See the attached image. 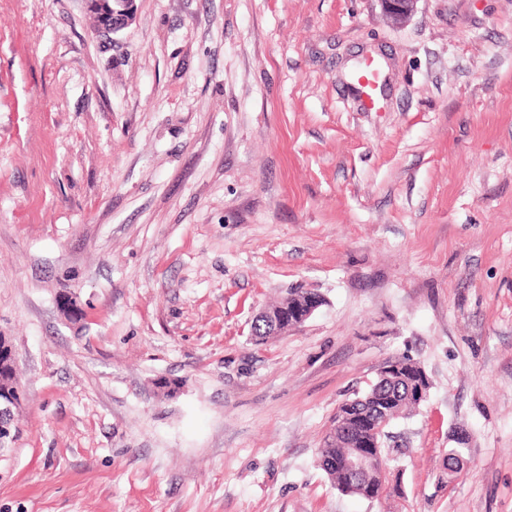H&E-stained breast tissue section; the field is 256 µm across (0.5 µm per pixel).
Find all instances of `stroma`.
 I'll return each mask as SVG.
<instances>
[{"label": "stroma", "instance_id": "stroma-1", "mask_svg": "<svg viewBox=\"0 0 512 512\" xmlns=\"http://www.w3.org/2000/svg\"><path fill=\"white\" fill-rule=\"evenodd\" d=\"M292 288L323 305L255 344ZM0 332V512H512V0H138L115 45L0 0ZM403 355L400 489L343 494L322 439ZM382 11L392 26L405 24L414 14L418 0H379Z\"/></svg>", "mask_w": 512, "mask_h": 512}]
</instances>
